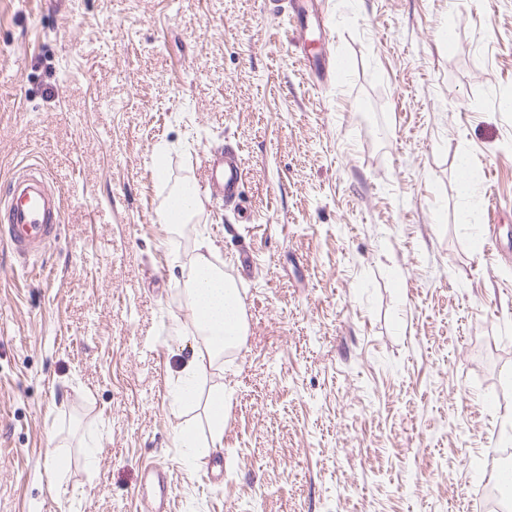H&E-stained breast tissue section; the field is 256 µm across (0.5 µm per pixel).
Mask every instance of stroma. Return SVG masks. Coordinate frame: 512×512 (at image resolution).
<instances>
[{"mask_svg":"<svg viewBox=\"0 0 512 512\" xmlns=\"http://www.w3.org/2000/svg\"><path fill=\"white\" fill-rule=\"evenodd\" d=\"M325 5L304 54L268 0H0V197L38 163L63 199L58 241L0 244V512H144L152 461L171 512H494L512 252L457 162L512 239V0ZM224 149L239 201L169 232ZM203 235L249 326L202 379L234 390L217 483L170 394ZM202 206L199 188L195 183L186 182L168 194L160 211V220L175 232L181 224H188ZM138 495L150 502L152 512H167L169 481L167 471L161 464L145 466Z\"/></svg>","mask_w":512,"mask_h":512,"instance_id":"obj_1","label":"stroma"}]
</instances>
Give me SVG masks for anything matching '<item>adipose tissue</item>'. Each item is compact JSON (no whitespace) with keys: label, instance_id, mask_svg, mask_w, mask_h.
Listing matches in <instances>:
<instances>
[{"label":"adipose tissue","instance_id":"obj_1","mask_svg":"<svg viewBox=\"0 0 512 512\" xmlns=\"http://www.w3.org/2000/svg\"><path fill=\"white\" fill-rule=\"evenodd\" d=\"M203 206L196 184L186 182L167 196L160 220L170 229L189 223ZM213 245L202 239L186 278V295L191 311L194 332L192 352L177 378L174 392L177 404L191 406L199 397V379L206 369L219 362L224 354L241 348L248 325L244 301L235 283L226 279L213 261ZM206 400L209 437L199 440L193 428L182 427L176 437L179 447L185 448L189 459L210 455L224 435V394L216 390Z\"/></svg>","mask_w":512,"mask_h":512}]
</instances>
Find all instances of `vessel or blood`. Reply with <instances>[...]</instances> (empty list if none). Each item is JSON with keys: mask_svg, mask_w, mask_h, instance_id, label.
<instances>
[{"mask_svg": "<svg viewBox=\"0 0 512 512\" xmlns=\"http://www.w3.org/2000/svg\"><path fill=\"white\" fill-rule=\"evenodd\" d=\"M209 180L215 195L229 200L239 193L242 173L218 153L210 160ZM60 223V201L44 175L33 173L12 181L8 205L0 209V240L13 252L45 248L57 239ZM138 494L150 502L151 512H167L169 481L161 464L145 466Z\"/></svg>", "mask_w": 512, "mask_h": 512, "instance_id": "obj_1", "label": "vessel or blood"}]
</instances>
